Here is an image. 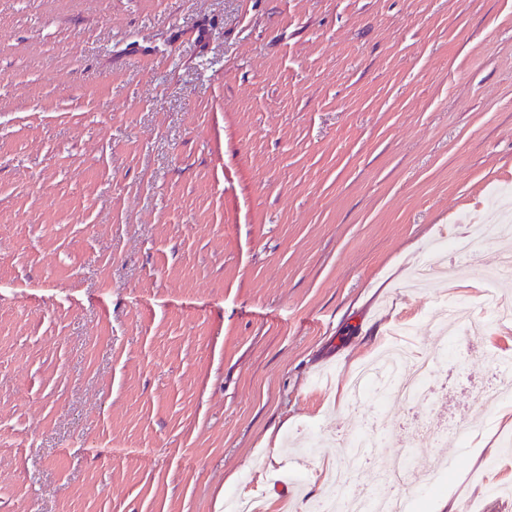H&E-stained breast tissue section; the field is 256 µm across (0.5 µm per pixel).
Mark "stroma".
<instances>
[{
	"label": "stroma",
	"mask_w": 512,
	"mask_h": 512,
	"mask_svg": "<svg viewBox=\"0 0 512 512\" xmlns=\"http://www.w3.org/2000/svg\"><path fill=\"white\" fill-rule=\"evenodd\" d=\"M504 184L512 0H0V512H315L373 417L347 492L396 494L409 405L345 387L405 322L460 359L411 459L451 478L413 498L512 512L477 396L512 329L437 319L512 301L481 286Z\"/></svg>",
	"instance_id": "obj_1"
}]
</instances>
